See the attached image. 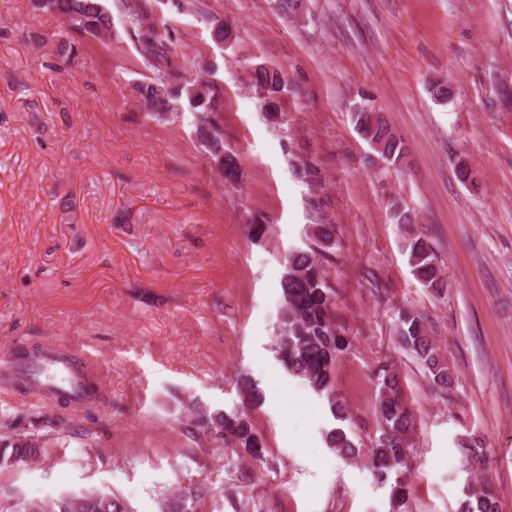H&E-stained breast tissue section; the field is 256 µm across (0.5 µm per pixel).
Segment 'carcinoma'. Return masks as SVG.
Returning <instances> with one entry per match:
<instances>
[{
  "instance_id": "1",
  "label": "carcinoma",
  "mask_w": 512,
  "mask_h": 512,
  "mask_svg": "<svg viewBox=\"0 0 512 512\" xmlns=\"http://www.w3.org/2000/svg\"><path fill=\"white\" fill-rule=\"evenodd\" d=\"M114 8L122 16L127 34L134 38L140 56L148 65L149 75L134 87L147 115L164 120L176 112H190L196 139L224 175V182L234 184L239 168L234 156L224 150V133L219 127L220 114L224 112L222 91L213 81L210 68L197 73L192 83L185 80L184 67L177 60L169 28L152 22V0H120L113 7L104 0H37L34 14L56 15L62 18L64 25L62 35L54 32L37 37L45 46L54 45V56L59 62L53 68L61 70L63 65L76 59L84 41L99 40L112 32ZM194 11L211 25L216 39L222 40L229 34L224 23L205 9V4L194 5ZM252 82L262 96L265 111H277L276 94L285 86L281 69L257 67ZM350 117L361 139L385 163V168L400 170L408 147L373 100L360 94L351 106ZM390 209L395 224L406 229L402 250L413 276L429 291L439 296L446 294L448 280L433 243L426 234L412 229L418 223V213L399 200L392 202ZM308 230L306 247L292 250L284 259L279 281L282 310L274 351L288 375L303 380L326 400L336 421V425L325 432L326 447L344 458L354 459L360 456L361 448L343 426L348 421V411L336 398L334 390L336 361L349 347V342L336 322L334 291L328 285L324 266L336 246L337 229L334 224H310ZM396 335L399 347L423 366L432 387L443 396L454 397L457 378L429 336L425 318L417 312H403L396 325ZM374 379L381 430L368 449L371 472L377 484L390 487V512H408L406 485L398 472L407 465L414 415L406 404L400 374L392 363L378 364ZM239 390L242 407L231 412L212 411L195 403L186 428L195 438L221 442L228 448H241L258 458L263 453V441L254 430L246 408L258 405L263 391L243 375L239 377ZM459 453L467 471L486 458V448L475 437L461 441ZM42 455L41 440L34 436H0V468L34 462ZM207 495L208 490L203 485L181 489L176 494L163 496L161 512H190L191 504H200ZM17 512L131 510L127 502L114 493L85 490L65 493L51 501L24 500L17 504ZM457 512H499L498 499L487 486L479 491L469 490L459 502Z\"/></svg>"
}]
</instances>
